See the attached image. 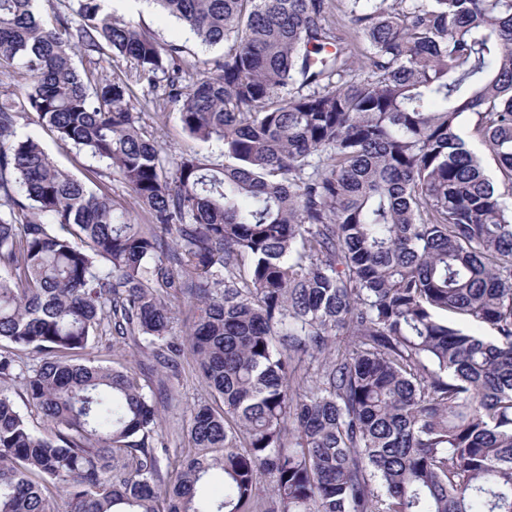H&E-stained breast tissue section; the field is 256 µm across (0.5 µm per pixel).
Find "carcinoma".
<instances>
[{
  "mask_svg": "<svg viewBox=\"0 0 512 512\" xmlns=\"http://www.w3.org/2000/svg\"><path fill=\"white\" fill-rule=\"evenodd\" d=\"M36 2L0 0V512H512V0H341L364 61L333 0H154L224 46L187 65L104 0ZM111 55L224 164L162 159ZM31 114L146 223L17 138ZM106 332L161 392L192 354L215 402L184 458L151 385L78 361ZM473 124L468 121L463 127L464 133L468 136L471 147L482 158L485 168L488 173L493 177H497V168L491 152L487 149L482 140L473 133ZM15 391V392H14ZM12 397L18 406L19 410L28 419L31 428L41 435H50L52 429L43 421L40 415L37 414L35 409L30 408L24 396L22 395L21 389L12 390Z\"/></svg>",
  "mask_w": 512,
  "mask_h": 512,
  "instance_id": "obj_1",
  "label": "carcinoma"
}]
</instances>
